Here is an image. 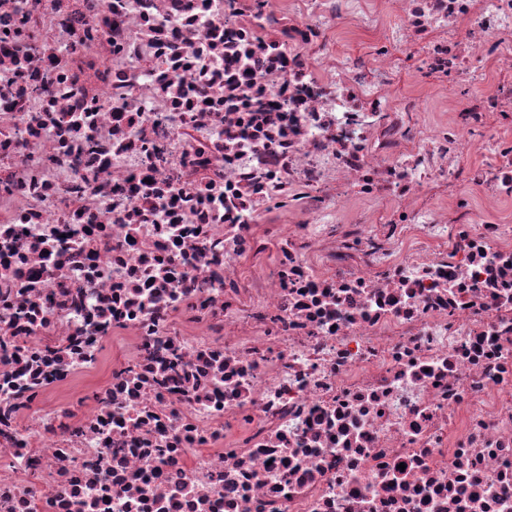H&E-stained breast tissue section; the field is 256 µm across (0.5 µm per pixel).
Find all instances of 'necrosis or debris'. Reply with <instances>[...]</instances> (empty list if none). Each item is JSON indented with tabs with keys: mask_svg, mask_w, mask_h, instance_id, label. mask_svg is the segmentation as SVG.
I'll return each instance as SVG.
<instances>
[{
	"mask_svg": "<svg viewBox=\"0 0 512 512\" xmlns=\"http://www.w3.org/2000/svg\"><path fill=\"white\" fill-rule=\"evenodd\" d=\"M512 0H0V512H512Z\"/></svg>",
	"mask_w": 512,
	"mask_h": 512,
	"instance_id": "necrosis-or-debris-1",
	"label": "necrosis or debris"
}]
</instances>
